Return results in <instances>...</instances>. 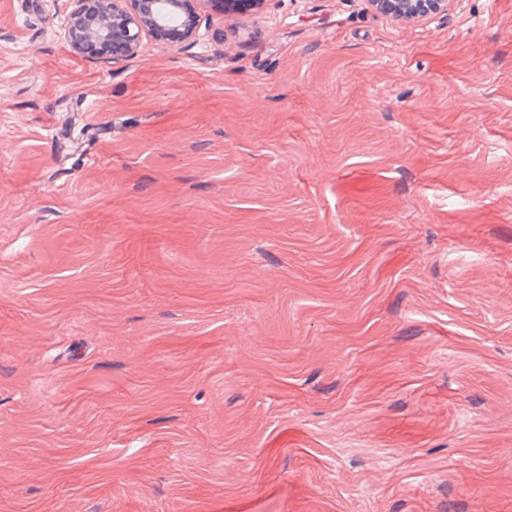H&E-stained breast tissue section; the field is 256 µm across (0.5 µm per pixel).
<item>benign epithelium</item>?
<instances>
[{
  "label": "benign epithelium",
  "mask_w": 512,
  "mask_h": 512,
  "mask_svg": "<svg viewBox=\"0 0 512 512\" xmlns=\"http://www.w3.org/2000/svg\"><path fill=\"white\" fill-rule=\"evenodd\" d=\"M65 35L72 51L96 60L94 50L112 42V59L138 54L143 40L183 48L196 43L200 18L197 0H71ZM399 18L425 17L448 10L452 0H372Z\"/></svg>",
  "instance_id": "7a95c632"
}]
</instances>
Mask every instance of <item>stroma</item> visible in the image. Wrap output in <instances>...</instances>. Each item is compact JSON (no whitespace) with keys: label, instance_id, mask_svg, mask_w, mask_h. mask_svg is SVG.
<instances>
[{"label":"stroma","instance_id":"stroma-1","mask_svg":"<svg viewBox=\"0 0 512 512\" xmlns=\"http://www.w3.org/2000/svg\"><path fill=\"white\" fill-rule=\"evenodd\" d=\"M71 8L0 0V512H512V0ZM198 0H71L65 35L72 51L96 60L93 52L112 40V61L138 54L144 39L183 48L197 41ZM376 8L399 18L425 17L441 11H448L453 0H370Z\"/></svg>","mask_w":512,"mask_h":512}]
</instances>
